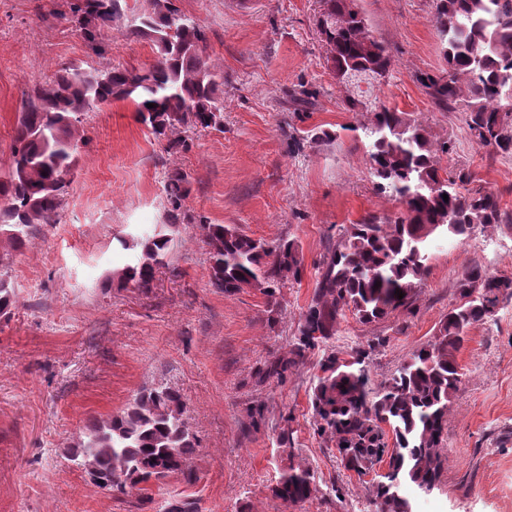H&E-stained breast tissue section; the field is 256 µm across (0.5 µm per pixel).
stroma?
Listing matches in <instances>:
<instances>
[{"label": "stroma", "mask_w": 512, "mask_h": 512, "mask_svg": "<svg viewBox=\"0 0 512 512\" xmlns=\"http://www.w3.org/2000/svg\"><path fill=\"white\" fill-rule=\"evenodd\" d=\"M203 28L211 65L224 73V128L177 126L153 138L131 102L88 113L86 140L59 223L41 227L11 251L5 270L18 293L0 316V512H164L195 499L200 512H376L370 482L344 470L317 431L311 405L321 351L308 353L284 379L265 377L269 361L289 357L316 285L318 267L344 226L375 213L394 218L395 197L376 191L355 129L368 112L344 111L359 94L408 113L435 144L444 169L472 172L498 196L503 223L476 228L464 242L436 239L430 271L412 310L364 324L343 316L336 350L367 351L379 386L417 348L432 341L459 301L458 278L470 267L512 277V156L474 143L465 114L439 109L421 77L442 59L435 0H358L372 34L395 66L383 84L342 85L330 72L317 29L320 0H173ZM66 0H0V164L8 160L24 88L54 78L65 63L91 61ZM105 63L145 69L149 42L125 21L104 30ZM309 105L295 106L302 91ZM333 140L311 141L313 128ZM187 173V195L170 215L169 175ZM176 220L168 266L144 293L108 280L138 263L140 236ZM234 224L267 243L294 241L298 277L275 300L244 288H212L201 225ZM464 380L448 409L446 461L437 490L417 512H512V300L470 328L457 355ZM168 386L185 403L198 439L195 484L170 481L144 502L112 497L66 457L85 423L121 411L142 388ZM291 434L293 452L277 444ZM310 466L318 492L290 505L275 498L280 474Z\"/></svg>", "instance_id": "stroma-1"}]
</instances>
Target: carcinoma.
<instances>
[{
  "label": "carcinoma",
  "instance_id": "carcinoma-1",
  "mask_svg": "<svg viewBox=\"0 0 512 512\" xmlns=\"http://www.w3.org/2000/svg\"><path fill=\"white\" fill-rule=\"evenodd\" d=\"M155 3L154 12L128 19L131 34L155 48L149 68L71 64L51 82L35 83L23 93L10 158L0 166V238L11 248H22L39 227L59 223L87 113L114 99L126 100L158 138L187 122L223 128L224 73L207 61L203 28L172 8L171 0ZM322 4L320 15L328 26L323 41L334 77L346 85L382 83L393 66L387 46L370 33L363 16L349 9L348 0ZM69 12L91 52L102 55V31L122 18L121 0H69ZM435 26L443 66L423 79L426 95L441 110L462 109L476 144L511 155L512 113L501 110L500 86L504 74H512V0H437ZM361 130L377 190L396 197L404 212L394 220L368 214L341 230L318 269L291 356L272 362L269 374L280 378L308 352L327 348L312 392L319 433L334 443L347 471L359 474L385 464L387 475L373 484L378 512H414V496L437 484L443 468L448 405L463 377L457 353L470 327L494 316L499 302L512 299V277L468 269L457 282L460 302L448 309L434 339L371 394L366 351H354L347 364L329 347L340 318L348 311L372 323L411 308L428 275L436 238L465 239L479 226L502 223L503 217L498 196L472 186L470 173L440 174L437 153L449 148H436L425 128L406 113L378 106ZM187 183L183 172L168 178L172 208L181 207ZM201 229L210 283L228 294L251 287L273 299L285 274H299V252L291 241L270 246L224 224ZM175 234L176 225L161 224L145 238H119L124 248H141V255L136 265L108 280L152 288ZM15 299L12 282L0 273L1 315L9 314ZM184 413L185 402L175 389H144L122 411L90 420L69 460L115 497L135 491L146 498L151 487L171 478L190 483L196 479L191 460L197 440ZM272 492L288 504L310 500L318 493L315 473L306 465L290 466Z\"/></svg>",
  "mask_w": 512,
  "mask_h": 512
}]
</instances>
